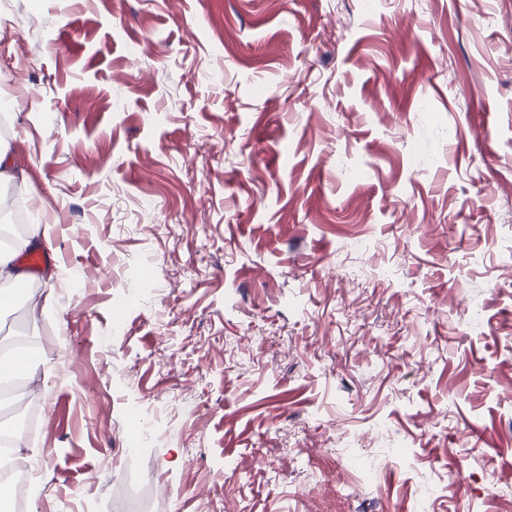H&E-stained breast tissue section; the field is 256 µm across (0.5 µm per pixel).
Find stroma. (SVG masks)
Instances as JSON below:
<instances>
[{
	"label": "stroma",
	"mask_w": 512,
	"mask_h": 512,
	"mask_svg": "<svg viewBox=\"0 0 512 512\" xmlns=\"http://www.w3.org/2000/svg\"><path fill=\"white\" fill-rule=\"evenodd\" d=\"M3 95L35 512H512V0H0Z\"/></svg>",
	"instance_id": "1"
}]
</instances>
